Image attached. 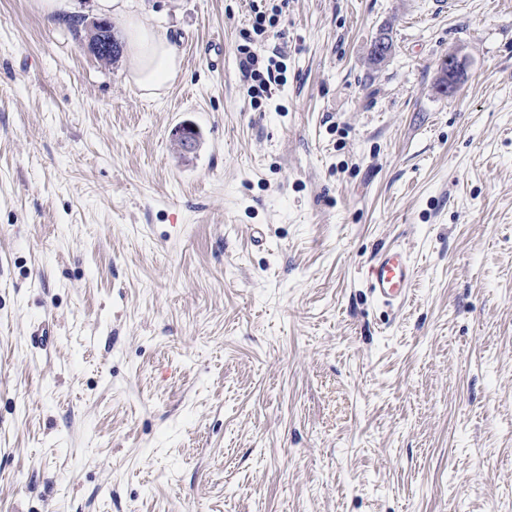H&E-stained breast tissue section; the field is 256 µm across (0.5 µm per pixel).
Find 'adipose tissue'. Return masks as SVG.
<instances>
[{
    "instance_id": "obj_1",
    "label": "adipose tissue",
    "mask_w": 512,
    "mask_h": 512,
    "mask_svg": "<svg viewBox=\"0 0 512 512\" xmlns=\"http://www.w3.org/2000/svg\"><path fill=\"white\" fill-rule=\"evenodd\" d=\"M96 11L121 28L130 59L127 81L147 99L160 98L181 71L177 45L166 34L144 26L132 0H96Z\"/></svg>"
}]
</instances>
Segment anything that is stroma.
<instances>
[{"instance_id": "1", "label": "stroma", "mask_w": 512, "mask_h": 512, "mask_svg": "<svg viewBox=\"0 0 512 512\" xmlns=\"http://www.w3.org/2000/svg\"><path fill=\"white\" fill-rule=\"evenodd\" d=\"M134 4L155 100L0 0V512H512V7L286 0L257 107L249 0ZM237 51L243 77L247 82L250 81L252 83L250 86V93L254 95L252 98H261L264 96V93L267 96L272 95V85H279L282 79L281 64L270 58L268 65L264 68L260 54L246 44L238 45ZM364 280L372 296L383 305H402L411 293L414 267L405 252L390 249L370 260Z\"/></svg>"}]
</instances>
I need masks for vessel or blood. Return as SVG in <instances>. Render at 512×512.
<instances>
[{"label": "vessel or blood", "instance_id": "1", "mask_svg": "<svg viewBox=\"0 0 512 512\" xmlns=\"http://www.w3.org/2000/svg\"><path fill=\"white\" fill-rule=\"evenodd\" d=\"M365 286L383 305L407 301L414 281V267L405 252L390 249L375 255L365 271Z\"/></svg>", "mask_w": 512, "mask_h": 512}]
</instances>
